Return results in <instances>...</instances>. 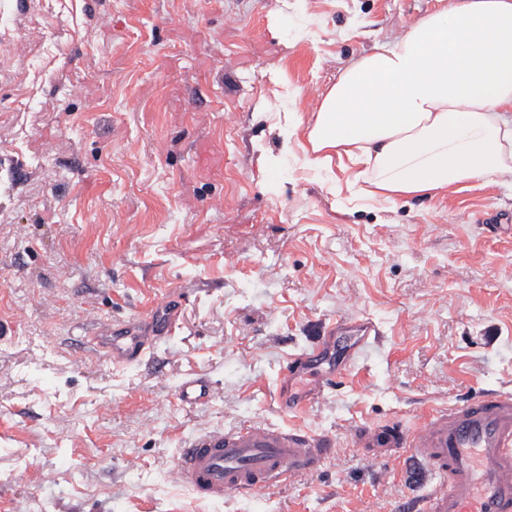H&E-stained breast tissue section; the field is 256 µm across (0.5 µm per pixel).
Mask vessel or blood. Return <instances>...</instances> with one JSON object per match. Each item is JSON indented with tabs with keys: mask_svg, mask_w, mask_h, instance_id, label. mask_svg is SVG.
<instances>
[{
	"mask_svg": "<svg viewBox=\"0 0 512 512\" xmlns=\"http://www.w3.org/2000/svg\"><path fill=\"white\" fill-rule=\"evenodd\" d=\"M195 164L208 174L221 172L222 145H197ZM175 323L170 316L140 331L104 325L80 342L113 365L125 366L143 358ZM336 333L333 326L319 333L308 351L283 368L281 381L334 348ZM334 382V375H317L309 394L282 399L281 404L303 409L321 399ZM356 445L407 449L409 459L431 481L429 492L412 500L413 512H512L511 392L487 391L434 411L415 431L397 422L360 430ZM338 447L327 434L245 423L189 439L178 453L174 473L199 499L219 501L227 494L246 495L300 480L334 456Z\"/></svg>",
	"mask_w": 512,
	"mask_h": 512,
	"instance_id": "b4317fda",
	"label": "vessel or blood"
}]
</instances>
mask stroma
<instances>
[{"label": "stroma", "instance_id": "1", "mask_svg": "<svg viewBox=\"0 0 512 512\" xmlns=\"http://www.w3.org/2000/svg\"><path fill=\"white\" fill-rule=\"evenodd\" d=\"M448 0H22L0 13V512H399L404 451L357 430L512 392V187L379 203L286 144L377 41ZM224 147L207 177L194 146ZM176 311L149 360L77 337ZM334 391L302 414L279 372L321 329ZM208 401L182 404L185 378ZM336 437L301 481L196 498L185 441L246 422Z\"/></svg>", "mask_w": 512, "mask_h": 512}]
</instances>
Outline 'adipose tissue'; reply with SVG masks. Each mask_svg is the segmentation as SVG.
I'll return each mask as SVG.
<instances>
[{
  "label": "adipose tissue",
  "mask_w": 512,
  "mask_h": 512,
  "mask_svg": "<svg viewBox=\"0 0 512 512\" xmlns=\"http://www.w3.org/2000/svg\"><path fill=\"white\" fill-rule=\"evenodd\" d=\"M310 166L344 158L392 202L512 184V0H451L354 61L307 127Z\"/></svg>",
  "instance_id": "1"
}]
</instances>
